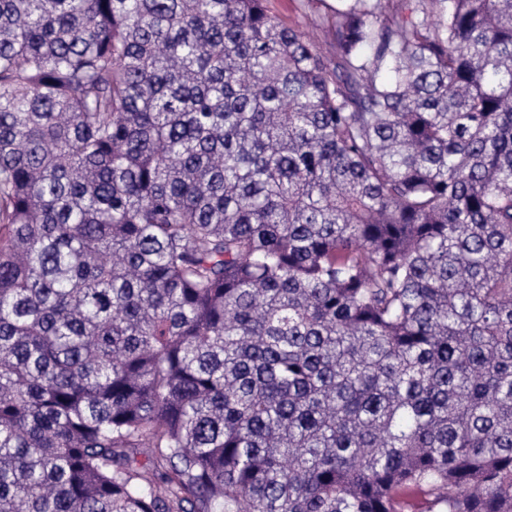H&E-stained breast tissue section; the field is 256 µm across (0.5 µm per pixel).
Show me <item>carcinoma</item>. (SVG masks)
I'll return each mask as SVG.
<instances>
[{
  "mask_svg": "<svg viewBox=\"0 0 512 512\" xmlns=\"http://www.w3.org/2000/svg\"><path fill=\"white\" fill-rule=\"evenodd\" d=\"M338 2L0 0V512H512V0ZM269 7L286 24L306 30H314L320 36V42L325 40V32L320 29L322 16L326 9L318 3L313 12L305 16L298 0H268Z\"/></svg>",
  "mask_w": 512,
  "mask_h": 512,
  "instance_id": "obj_1",
  "label": "carcinoma"
}]
</instances>
